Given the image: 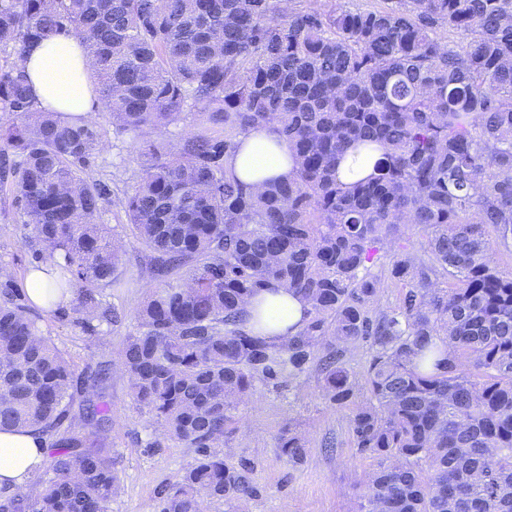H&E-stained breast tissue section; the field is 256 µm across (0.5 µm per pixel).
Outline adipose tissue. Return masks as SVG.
Wrapping results in <instances>:
<instances>
[{"label":"adipose tissue","instance_id":"1","mask_svg":"<svg viewBox=\"0 0 512 512\" xmlns=\"http://www.w3.org/2000/svg\"><path fill=\"white\" fill-rule=\"evenodd\" d=\"M25 67L39 108L69 117L92 118L93 64L78 39L57 35L32 43L26 53ZM230 165L236 176L255 190L262 189L267 180L285 179L293 172L288 143L272 127L242 138ZM244 310L248 331L278 343L295 336L307 320L306 302L277 286L249 298ZM43 456L41 433L0 430V486H21L30 468L40 463Z\"/></svg>","mask_w":512,"mask_h":512}]
</instances>
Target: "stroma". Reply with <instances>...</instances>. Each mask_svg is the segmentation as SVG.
<instances>
[{
  "label": "stroma",
  "mask_w": 512,
  "mask_h": 512,
  "mask_svg": "<svg viewBox=\"0 0 512 512\" xmlns=\"http://www.w3.org/2000/svg\"><path fill=\"white\" fill-rule=\"evenodd\" d=\"M104 143L91 164L95 179L108 184L111 201L101 215L125 250L118 268L121 285L111 302L121 318L103 326V337L88 342L72 311L42 314L44 334L73 360L76 370L116 359L126 336L137 330V314L151 289L161 281L152 273L151 254L131 236L122 201L130 193L143 158L144 139L116 132L103 123ZM29 230L11 193L0 191V267L24 284L30 253L24 244ZM104 396L112 409V430L106 441L116 460L118 488L110 512H155L162 491L193 465L194 449L166 442L152 447L155 420L133 404L128 376L113 370ZM349 409L336 407L320 391L315 373L281 385L257 384L253 397L241 404L234 433L224 440L225 463L246 479L248 495L211 504L209 512H357L354 484L371 471L374 459L353 444ZM307 441L303 465H291L279 446L287 432ZM334 442L325 451V442Z\"/></svg>",
  "instance_id": "35a3bbf8"
}]
</instances>
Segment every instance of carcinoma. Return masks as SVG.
Segmentation results:
<instances>
[{
  "label": "carcinoma",
  "mask_w": 512,
  "mask_h": 512,
  "mask_svg": "<svg viewBox=\"0 0 512 512\" xmlns=\"http://www.w3.org/2000/svg\"><path fill=\"white\" fill-rule=\"evenodd\" d=\"M81 39L97 104L136 137L194 112L205 129L147 145L124 202L151 253L154 289L118 365L160 438L196 449L157 512H208L246 494L219 445L256 383L313 369L351 409L354 445L376 459L358 512H512V0H390L321 9L280 0H0V184L31 228L56 299L74 294L88 340L111 324L106 290L122 247L100 224L106 186L88 168L97 122L39 112L23 61L31 43ZM465 41L454 40L455 34ZM277 124L293 175L250 192L229 168L239 139ZM378 156L345 184L336 167ZM423 234L411 252L406 231ZM408 290L376 311L385 279ZM276 283L309 305L279 344L245 329V300ZM12 277L0 280V429L52 438L32 489L0 512H110L107 361L77 374L42 335ZM373 350L363 380L350 348ZM301 465L306 441L281 438Z\"/></svg>",
  "instance_id": "cac0c4a2"
}]
</instances>
